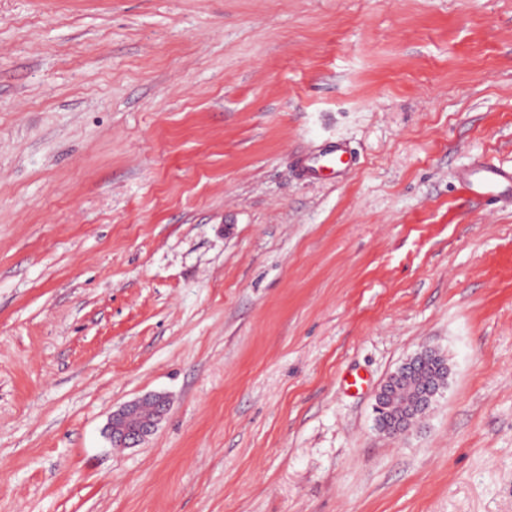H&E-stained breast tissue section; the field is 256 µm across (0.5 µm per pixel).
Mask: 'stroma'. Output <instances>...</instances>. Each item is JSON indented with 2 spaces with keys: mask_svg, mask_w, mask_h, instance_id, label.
Instances as JSON below:
<instances>
[{
  "mask_svg": "<svg viewBox=\"0 0 512 512\" xmlns=\"http://www.w3.org/2000/svg\"><path fill=\"white\" fill-rule=\"evenodd\" d=\"M485 160L512 0H0V512H512ZM426 347L448 384L391 440L375 396ZM169 408L168 397L154 393L133 400L113 412L107 428L112 447L140 446L158 428Z\"/></svg>",
  "mask_w": 512,
  "mask_h": 512,
  "instance_id": "stroma-1",
  "label": "stroma"
}]
</instances>
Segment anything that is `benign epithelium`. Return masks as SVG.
Here are the masks:
<instances>
[{
    "instance_id": "obj_1",
    "label": "benign epithelium",
    "mask_w": 512,
    "mask_h": 512,
    "mask_svg": "<svg viewBox=\"0 0 512 512\" xmlns=\"http://www.w3.org/2000/svg\"><path fill=\"white\" fill-rule=\"evenodd\" d=\"M435 358L441 361V372L448 376V364L434 351L425 349L407 360L396 372L382 384L375 399L374 409L393 401L401 394L400 403L388 416L376 414L379 429L392 439H399L407 431L410 421L423 416L429 409L444 383L433 385L419 384L413 381L417 361ZM168 397L162 393L148 394L133 400L116 412L108 424V438L114 448H135L140 446L158 428L169 412Z\"/></svg>"
}]
</instances>
